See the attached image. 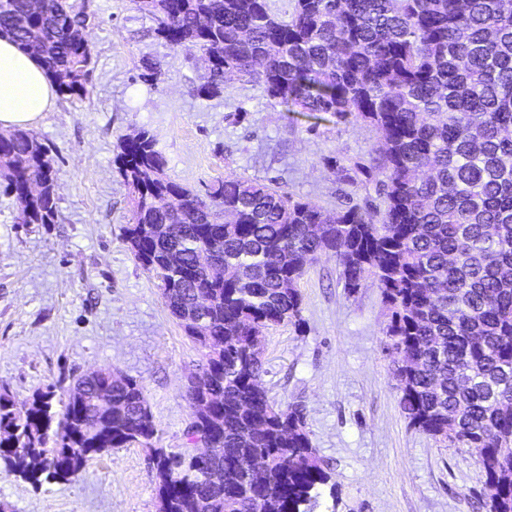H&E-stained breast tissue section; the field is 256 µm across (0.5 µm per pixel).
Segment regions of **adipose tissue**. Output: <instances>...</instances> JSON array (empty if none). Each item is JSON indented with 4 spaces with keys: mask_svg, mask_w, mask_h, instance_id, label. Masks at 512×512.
<instances>
[{
    "mask_svg": "<svg viewBox=\"0 0 512 512\" xmlns=\"http://www.w3.org/2000/svg\"><path fill=\"white\" fill-rule=\"evenodd\" d=\"M57 96L38 57L0 36V130L38 125Z\"/></svg>",
    "mask_w": 512,
    "mask_h": 512,
    "instance_id": "1",
    "label": "adipose tissue"
}]
</instances>
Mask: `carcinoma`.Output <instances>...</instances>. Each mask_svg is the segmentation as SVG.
Instances as JSON below:
<instances>
[{
  "mask_svg": "<svg viewBox=\"0 0 512 512\" xmlns=\"http://www.w3.org/2000/svg\"><path fill=\"white\" fill-rule=\"evenodd\" d=\"M134 2L159 39L208 58L198 96L256 75L271 99L371 125L380 145L360 171L383 208L329 212L238 177L203 198L167 178L149 131L121 138L115 163L132 203L123 241L170 314L196 321L183 329L213 402L200 417L190 399L188 437L224 449V461L153 447L143 387L101 376L80 396L37 392L21 410L0 394V463L22 455L25 481L67 483L137 444L151 449L162 512H316L330 474L305 405L269 399L254 338L302 324L297 282L328 255L347 288L372 276L390 305L385 351L411 360L394 369L410 425L471 454L484 508L512 512V0H294L288 21L271 0ZM90 22L70 0H0V34L35 53L67 99L90 93ZM55 176L36 136L0 138V178L24 223L54 222ZM212 252L224 262L208 272L200 259Z\"/></svg>",
  "mask_w": 512,
  "mask_h": 512,
  "instance_id": "1",
  "label": "carcinoma"
}]
</instances>
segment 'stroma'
<instances>
[{"instance_id": "obj_1", "label": "stroma", "mask_w": 512, "mask_h": 512, "mask_svg": "<svg viewBox=\"0 0 512 512\" xmlns=\"http://www.w3.org/2000/svg\"><path fill=\"white\" fill-rule=\"evenodd\" d=\"M88 7L90 93L58 99L33 130L56 171L55 222L23 223L14 198L0 191V392L21 405L49 386L116 369L144 388L153 446L191 454L186 386L201 353L124 245L132 205L115 164L118 139L151 131L167 177L197 193L237 176L332 211L375 200L373 181L348 182L341 172L370 164L379 138L351 118L294 111L248 76L228 83L223 97L198 98L206 75L199 54L158 39L133 0ZM146 57L160 64L151 83L139 77ZM298 288L304 326L265 331L263 383L276 404L307 407L312 445L330 472L319 512H484L474 458L417 431L401 411L377 284L348 290L335 258L325 257ZM149 449H112L78 479L37 488L1 467L0 506L158 512Z\"/></svg>"}]
</instances>
